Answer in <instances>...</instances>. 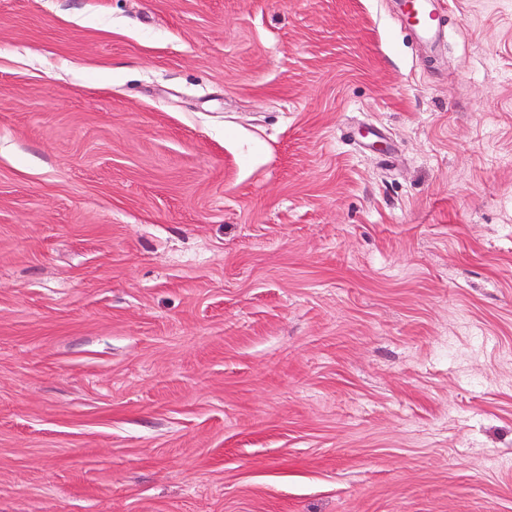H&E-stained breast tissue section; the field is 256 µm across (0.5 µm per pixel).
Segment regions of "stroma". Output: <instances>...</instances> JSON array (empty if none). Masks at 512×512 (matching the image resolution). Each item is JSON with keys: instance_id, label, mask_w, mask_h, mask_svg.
<instances>
[{"instance_id": "35a3bbf8", "label": "stroma", "mask_w": 512, "mask_h": 512, "mask_svg": "<svg viewBox=\"0 0 512 512\" xmlns=\"http://www.w3.org/2000/svg\"><path fill=\"white\" fill-rule=\"evenodd\" d=\"M0 0V512H512V0ZM401 10L417 37L433 43L439 35V18L433 0H401Z\"/></svg>"}]
</instances>
